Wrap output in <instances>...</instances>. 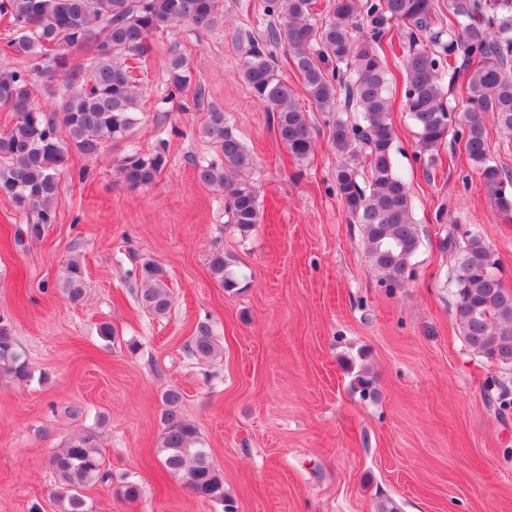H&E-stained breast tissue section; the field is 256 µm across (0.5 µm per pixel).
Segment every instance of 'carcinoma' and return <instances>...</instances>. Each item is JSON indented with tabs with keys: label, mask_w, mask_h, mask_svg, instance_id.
I'll list each match as a JSON object with an SVG mask.
<instances>
[{
	"label": "carcinoma",
	"mask_w": 512,
	"mask_h": 512,
	"mask_svg": "<svg viewBox=\"0 0 512 512\" xmlns=\"http://www.w3.org/2000/svg\"><path fill=\"white\" fill-rule=\"evenodd\" d=\"M313 5L314 0H264L262 14L245 11L248 38L240 77L272 112L279 138L296 160L308 159L314 138L297 91L277 70L274 50L284 49L316 110L332 115L329 141L340 158L336 194L360 225L374 269L401 284L421 245L409 187L395 162L392 101L381 56L386 25L392 22L407 27L400 69L418 154L430 168L448 139L463 141L490 199L512 220V175L491 160L487 136L490 119L512 137V0H336L319 22ZM443 7L448 29H457L448 36L436 25ZM0 16L10 17L17 28L6 44L14 66L0 68V104L13 113L11 124L0 131V197L33 217L21 232L39 238L45 225L55 223L54 203L69 153L95 158L105 142L125 138L136 124L140 92L126 58L143 57L148 40L176 24L218 26L224 0H0ZM262 24L264 33L253 36L252 28ZM84 49L92 52L87 68L73 63V53ZM40 69L65 78L68 93L51 113L40 104L45 86L33 77ZM166 71L172 91L190 87L189 61L176 44ZM445 74L450 84L464 85L461 103H450ZM200 131L218 159L199 166L198 179L224 192L228 221L247 232L260 223L258 191L245 178L254 155L219 107L208 110ZM166 163L167 145L161 141L151 153L120 155L114 168L124 186L137 189L154 184ZM491 253L477 236L463 246L450 272L452 313L472 352L512 366V290L503 287L499 259ZM209 267L224 289L236 288L238 279L224 253H212ZM138 276L141 306L155 317L167 316L172 295L166 270L147 260ZM84 288L82 262L72 258L64 292L77 302ZM185 350L199 359L215 355L208 323H197ZM2 375L23 383L31 367L10 328L0 323ZM162 401L158 449L165 469L198 498L220 501L224 512H235L223 477L200 447L198 428L180 412V393L170 390ZM51 466L61 512H90L83 490L107 477L95 436L72 439L52 457Z\"/></svg>",
	"instance_id": "carcinoma-1"
}]
</instances>
